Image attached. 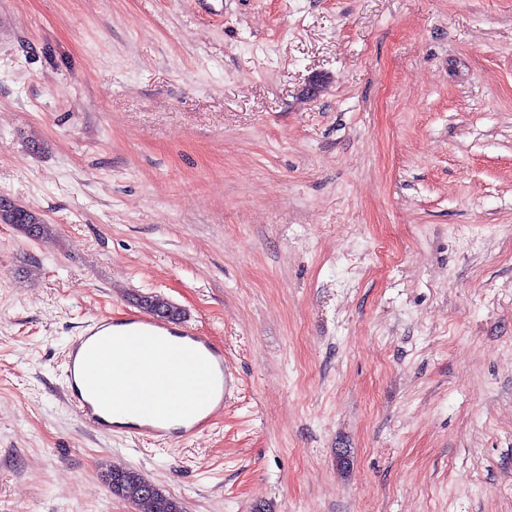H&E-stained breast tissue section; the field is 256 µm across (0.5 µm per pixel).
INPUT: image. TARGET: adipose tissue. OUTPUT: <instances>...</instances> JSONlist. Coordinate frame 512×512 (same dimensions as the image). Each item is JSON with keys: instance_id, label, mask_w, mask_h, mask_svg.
Wrapping results in <instances>:
<instances>
[{"instance_id": "ef3b65f1", "label": "adipose tissue", "mask_w": 512, "mask_h": 512, "mask_svg": "<svg viewBox=\"0 0 512 512\" xmlns=\"http://www.w3.org/2000/svg\"><path fill=\"white\" fill-rule=\"evenodd\" d=\"M129 360L138 365V372L132 378L125 373V363ZM161 373L171 379L185 380L188 393L192 396L198 395L205 385V374L199 365L172 357L167 346L159 344H129L121 350L96 356L92 363L91 381L102 387L110 397L113 422L125 426L135 421L134 415L123 408L135 386L151 393V406L161 413L173 416L183 407V400L154 394L155 379Z\"/></svg>"}]
</instances>
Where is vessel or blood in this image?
Here are the masks:
<instances>
[{"label": "vessel or blood", "instance_id": "obj_1", "mask_svg": "<svg viewBox=\"0 0 512 512\" xmlns=\"http://www.w3.org/2000/svg\"><path fill=\"white\" fill-rule=\"evenodd\" d=\"M121 335L146 343L169 335L177 336L176 356L200 360L209 372L207 387L192 409L194 419L189 425L171 430L160 414L148 408L142 423L132 430L135 438L159 446L169 444L176 437L185 442L223 417L224 403L238 385L236 375L227 366L223 346L191 330L174 329L164 318L133 312L115 320L106 318L87 325L66 351L64 394L84 424L97 429L107 425L104 417L108 407L106 393L90 382L91 359L99 351L115 346Z\"/></svg>", "mask_w": 512, "mask_h": 512}]
</instances>
